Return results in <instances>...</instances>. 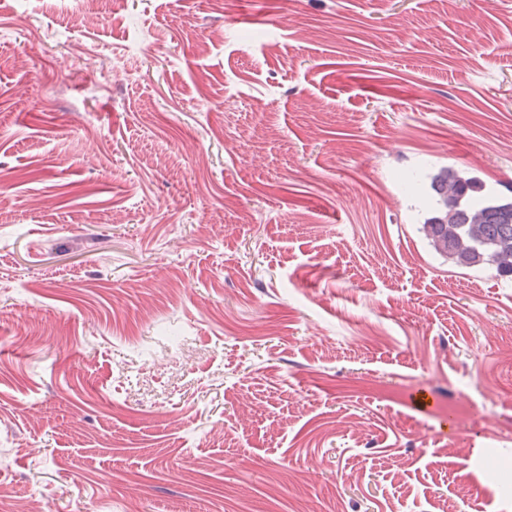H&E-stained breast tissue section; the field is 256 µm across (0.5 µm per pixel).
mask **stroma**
Returning <instances> with one entry per match:
<instances>
[{"label":"stroma","instance_id":"1","mask_svg":"<svg viewBox=\"0 0 512 512\" xmlns=\"http://www.w3.org/2000/svg\"><path fill=\"white\" fill-rule=\"evenodd\" d=\"M99 9L0 0L17 499L512 512V277L422 231L441 168L512 196V0Z\"/></svg>","mask_w":512,"mask_h":512}]
</instances>
